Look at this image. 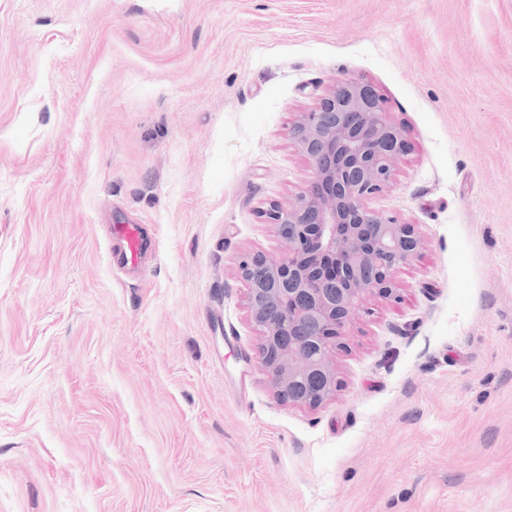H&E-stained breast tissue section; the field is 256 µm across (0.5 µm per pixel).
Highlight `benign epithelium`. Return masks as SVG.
I'll list each match as a JSON object with an SVG mask.
<instances>
[{
	"mask_svg": "<svg viewBox=\"0 0 512 512\" xmlns=\"http://www.w3.org/2000/svg\"><path fill=\"white\" fill-rule=\"evenodd\" d=\"M312 165L308 186L269 223L288 245L274 259L239 262L257 361L279 401L317 408L336 393L334 353L359 305L400 300L394 274L421 254L415 225L369 206L391 183L409 144L383 98L365 79H345L317 98L290 128ZM259 262L264 277H250Z\"/></svg>",
	"mask_w": 512,
	"mask_h": 512,
	"instance_id": "7a95c632",
	"label": "benign epithelium"
}]
</instances>
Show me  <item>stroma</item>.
I'll return each mask as SVG.
<instances>
[{
	"label": "stroma",
	"instance_id": "stroma-1",
	"mask_svg": "<svg viewBox=\"0 0 512 512\" xmlns=\"http://www.w3.org/2000/svg\"><path fill=\"white\" fill-rule=\"evenodd\" d=\"M347 78L424 249L311 409L238 264L284 253L289 128ZM0 512H512V0H0ZM112 238L122 245L125 265L136 267L144 254L141 227L139 224H113Z\"/></svg>",
	"mask_w": 512,
	"mask_h": 512
}]
</instances>
